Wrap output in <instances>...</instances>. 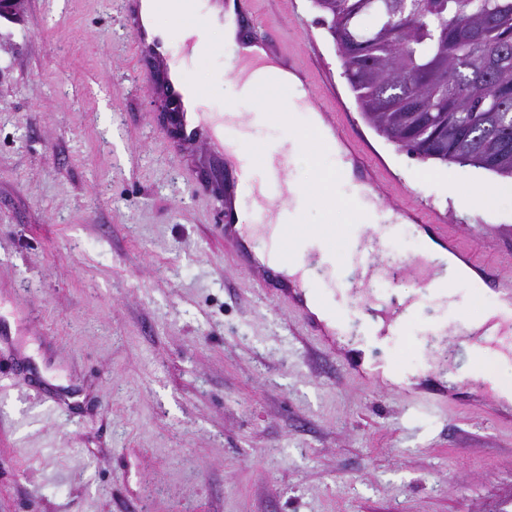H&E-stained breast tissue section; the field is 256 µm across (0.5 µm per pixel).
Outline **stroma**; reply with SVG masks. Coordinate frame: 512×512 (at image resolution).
<instances>
[{
	"label": "stroma",
	"instance_id": "1",
	"mask_svg": "<svg viewBox=\"0 0 512 512\" xmlns=\"http://www.w3.org/2000/svg\"><path fill=\"white\" fill-rule=\"evenodd\" d=\"M294 68L334 84L350 136L431 201L461 249L512 277V197L464 205L497 174L419 161L362 117L313 0H253ZM231 51L191 69L208 108L256 113ZM134 80L121 0H14L0 10V512H495L512 499V416L495 392L453 405L349 376L240 268ZM336 157L292 160L300 184ZM317 283L336 314L417 296L369 271ZM459 286L451 328L494 306ZM415 317L377 357L426 370Z\"/></svg>",
	"mask_w": 512,
	"mask_h": 512
}]
</instances>
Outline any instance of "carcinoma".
I'll return each instance as SVG.
<instances>
[{
  "label": "carcinoma",
  "instance_id": "cac0c4a2",
  "mask_svg": "<svg viewBox=\"0 0 512 512\" xmlns=\"http://www.w3.org/2000/svg\"><path fill=\"white\" fill-rule=\"evenodd\" d=\"M365 120L422 161L512 178V0H314Z\"/></svg>",
  "mask_w": 512,
  "mask_h": 512
}]
</instances>
